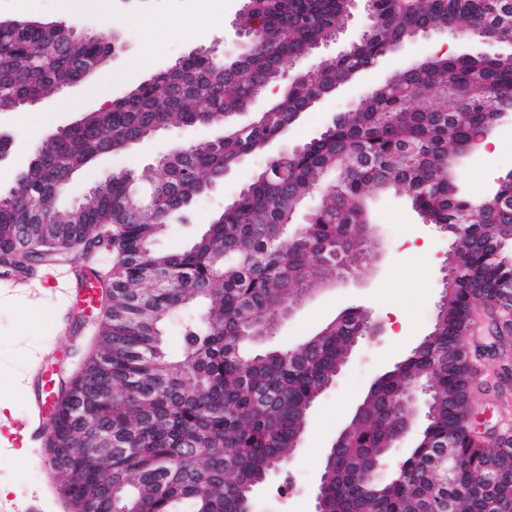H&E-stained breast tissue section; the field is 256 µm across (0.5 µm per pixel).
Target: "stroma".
Listing matches in <instances>:
<instances>
[{"instance_id": "35a3bbf8", "label": "stroma", "mask_w": 512, "mask_h": 512, "mask_svg": "<svg viewBox=\"0 0 512 512\" xmlns=\"http://www.w3.org/2000/svg\"><path fill=\"white\" fill-rule=\"evenodd\" d=\"M62 0H0V16L23 15L65 20L90 31L102 29L104 12L112 14V31L125 44L123 53L92 77L108 98L130 90L122 75L134 61H141L138 81H145L174 63L192 49L217 46L221 55L242 51L234 20L242 0H85L83 6L65 11ZM148 15L149 28L138 25L139 15ZM158 44V51L141 59L144 41ZM452 47L454 53L478 51L497 53L494 43L468 39L455 32H438L416 39L404 47L402 64ZM390 75L388 63H380L361 78L325 97L288 133V144L312 138L334 116L347 110L373 85ZM82 101L81 109L70 108V100ZM97 99L88 97L85 84L66 88L64 95L46 98L22 111L0 112V126L16 134L9 167L0 169V188H7L24 170L29 153L43 136L56 132L78 119L82 112L98 109ZM222 126L192 129L172 127L162 131L128 153L101 157L92 174H78L61 205L83 197L92 176L113 171H141L154 165L176 145L189 138H214ZM495 154L468 153L456 164L458 186L471 198L489 195L495 177L512 169V120L499 126ZM264 162L263 156L248 158L225 177L223 183L197 200L183 218L173 220L169 231L155 242L157 249L185 248L191 237L209 223L212 214L224 207L242 183ZM377 242L363 258L367 271L361 278L329 276L328 287L315 293L290 316L280 322L274 335L261 340L264 348H293L334 320L343 310L360 307L373 320L392 321L393 310L404 312L410 328L388 346L370 341L358 344L335 386L326 391L313 408L292 461L271 474L255 493L252 512H315L316 493L329 445L344 427L375 376L407 355L428 334L446 273L448 236L434 225L422 223L404 197L387 194L369 199ZM420 233L422 245L417 254H408L407 239ZM114 256L107 251L89 255L65 254L63 266L71 269L73 288L66 302L46 307L32 306L23 295L10 294V285L0 278V501L22 506L34 505L38 512H71L72 506L60 492L61 481L51 475L48 450L43 440L32 436L27 420V400L31 390L57 394L61 382L69 380L92 352L96 342L94 320L80 318L84 306L82 278L96 270L107 280ZM45 353V377L35 387L25 386L21 374L31 365L35 353Z\"/></svg>"}]
</instances>
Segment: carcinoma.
Returning a JSON list of instances; mask_svg holds the SVG:
<instances>
[{"label": "carcinoma", "mask_w": 512, "mask_h": 512, "mask_svg": "<svg viewBox=\"0 0 512 512\" xmlns=\"http://www.w3.org/2000/svg\"><path fill=\"white\" fill-rule=\"evenodd\" d=\"M371 23L345 52L322 58L308 79L295 78L245 127L220 139L185 141L144 173L149 197L133 173L95 181L86 201L58 206L68 172L120 154L167 126H207L247 111L282 75L335 41L348 25L350 0H262L235 24L246 49L223 59L199 47L124 95L86 113L38 152L0 193V263L9 280L54 256L20 252L18 231L50 224L66 242L112 250V319L87 377L62 388L49 418L52 471L87 497L94 512H248L254 490L286 466L319 396L337 379L358 341L369 336L366 311L342 312L288 356L252 351L278 321L334 273L355 277L373 247L364 198L403 194L423 223L448 232L447 272L429 333L370 386L345 426L343 447L325 462L320 486L328 512H512V422L495 445L477 432L472 402L477 371L446 352L478 353L469 336L479 308L500 312L512 297L504 251L512 211L457 190V157L480 131L512 112V51L422 57L373 86L318 136L269 155L301 114L390 51L431 31L456 30L512 47L487 0H363ZM62 21L0 18V108H26L81 81L89 60L112 55L103 34L67 48ZM265 162L216 212L188 247L160 252L154 240L171 218L224 180L249 155ZM148 200L153 221H133L129 207ZM182 318V348L171 354L164 333ZM428 404L414 448L387 478L368 460L387 454L409 414L411 386ZM96 391L94 424L70 412L69 394ZM122 448L110 458L88 449L96 429ZM196 441L187 454L186 437ZM453 448L444 452V445Z\"/></svg>", "instance_id": "1"}]
</instances>
